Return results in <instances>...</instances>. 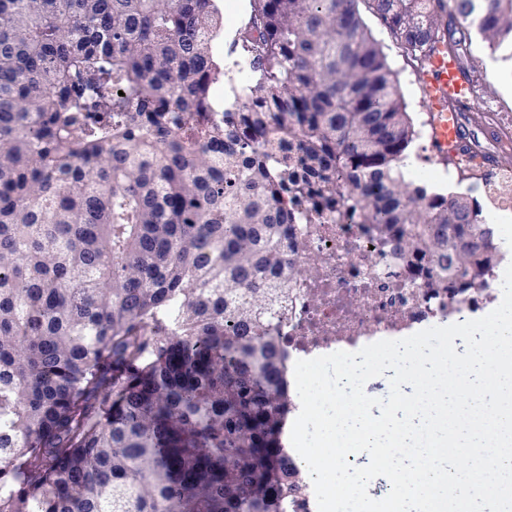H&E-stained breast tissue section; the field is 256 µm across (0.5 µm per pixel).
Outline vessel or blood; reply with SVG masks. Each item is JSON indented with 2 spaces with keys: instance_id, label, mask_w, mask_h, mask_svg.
<instances>
[{
  "instance_id": "b4317fda",
  "label": "vessel or blood",
  "mask_w": 512,
  "mask_h": 512,
  "mask_svg": "<svg viewBox=\"0 0 512 512\" xmlns=\"http://www.w3.org/2000/svg\"><path fill=\"white\" fill-rule=\"evenodd\" d=\"M423 91L431 108V141L437 154L468 156L469 146L461 136V114L470 105L474 87L447 52L432 58Z\"/></svg>"
}]
</instances>
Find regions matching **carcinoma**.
<instances>
[{
	"label": "carcinoma",
	"mask_w": 512,
	"mask_h": 512,
	"mask_svg": "<svg viewBox=\"0 0 512 512\" xmlns=\"http://www.w3.org/2000/svg\"><path fill=\"white\" fill-rule=\"evenodd\" d=\"M358 2L250 0L224 68L215 0H0V512L307 496L273 332L293 224L334 210L424 287H487L480 203L395 177L416 131ZM370 2L424 65L468 54L458 18L512 60V0Z\"/></svg>",
	"instance_id": "cac0c4a2"
}]
</instances>
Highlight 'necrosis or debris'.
Returning a JSON list of instances; mask_svg holds the SVG:
<instances>
[{
	"label": "necrosis or debris",
	"mask_w": 512,
	"mask_h": 512,
	"mask_svg": "<svg viewBox=\"0 0 512 512\" xmlns=\"http://www.w3.org/2000/svg\"><path fill=\"white\" fill-rule=\"evenodd\" d=\"M290 248L297 265L316 266L313 275L298 277L277 328L293 362L461 322L491 300L486 289L452 298L392 273L389 248L365 224H339L327 215L318 224H297Z\"/></svg>",
	"instance_id": "obj_1"
}]
</instances>
